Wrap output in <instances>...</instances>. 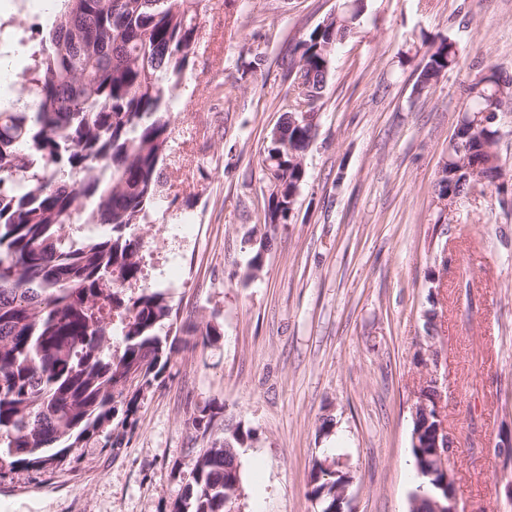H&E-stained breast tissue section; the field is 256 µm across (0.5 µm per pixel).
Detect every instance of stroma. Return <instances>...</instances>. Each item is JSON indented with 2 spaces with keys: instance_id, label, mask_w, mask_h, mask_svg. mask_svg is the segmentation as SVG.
Instances as JSON below:
<instances>
[{
  "instance_id": "35a3bbf8",
  "label": "stroma",
  "mask_w": 512,
  "mask_h": 512,
  "mask_svg": "<svg viewBox=\"0 0 512 512\" xmlns=\"http://www.w3.org/2000/svg\"><path fill=\"white\" fill-rule=\"evenodd\" d=\"M340 4L209 0L174 104L168 198L139 234L143 276L178 325L220 334L203 346L178 332L180 350L112 446L0 470V512H168L192 481L191 459L228 421L254 432L240 451L243 512H317L318 459L351 471L349 512H409L431 307L459 508L512 512V463L494 454L512 436V207L488 189L460 195L443 237L433 204L463 86L482 69L512 76V0H366L358 34L336 49L295 216L277 225L257 277L245 275L242 240L259 225V159L290 89L287 62ZM443 38L459 63L416 92ZM257 49L265 62L252 79L242 70ZM463 270L467 292L456 286ZM208 404L224 413L204 435L192 419ZM326 416L335 426L323 435Z\"/></svg>"
}]
</instances>
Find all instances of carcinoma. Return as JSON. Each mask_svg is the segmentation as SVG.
Masks as SVG:
<instances>
[{
    "label": "carcinoma",
    "instance_id": "obj_1",
    "mask_svg": "<svg viewBox=\"0 0 512 512\" xmlns=\"http://www.w3.org/2000/svg\"><path fill=\"white\" fill-rule=\"evenodd\" d=\"M54 2L20 97L0 92V468L59 464L91 439L112 444V426L126 425L176 350L177 313L143 281L138 227L167 184L172 108L194 66L206 0ZM364 8L344 0L288 62L292 91L262 154L263 167L281 170L264 196L268 232L296 205L336 45L356 34ZM457 63L452 40L432 45L417 93ZM463 94L438 205L478 184L500 194L509 173L493 121L512 106V77L481 70ZM221 413L206 406L192 425L204 436ZM412 431L418 471L433 452L426 418ZM251 439L241 423L225 424L224 440L192 460V483L170 512H224V487L241 482L240 449ZM351 479L315 461L319 512H332L336 486ZM428 495L415 489L410 512H432Z\"/></svg>",
    "mask_w": 512,
    "mask_h": 512
}]
</instances>
